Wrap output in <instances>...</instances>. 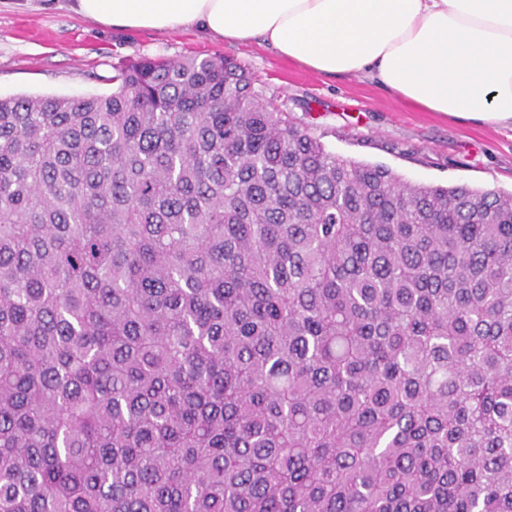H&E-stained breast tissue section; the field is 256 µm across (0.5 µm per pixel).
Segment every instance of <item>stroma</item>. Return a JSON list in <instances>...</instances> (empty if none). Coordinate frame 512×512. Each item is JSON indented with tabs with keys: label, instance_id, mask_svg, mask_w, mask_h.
<instances>
[{
	"label": "stroma",
	"instance_id": "1",
	"mask_svg": "<svg viewBox=\"0 0 512 512\" xmlns=\"http://www.w3.org/2000/svg\"><path fill=\"white\" fill-rule=\"evenodd\" d=\"M214 54L248 68L333 153L412 184L512 192V130L424 111L364 78L319 76L256 41L104 27L72 13L68 0H0V97L108 95L120 62Z\"/></svg>",
	"mask_w": 512,
	"mask_h": 512
}]
</instances>
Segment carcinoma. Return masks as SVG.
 I'll return each instance as SVG.
<instances>
[{
  "instance_id": "cac0c4a2",
  "label": "carcinoma",
  "mask_w": 512,
  "mask_h": 512,
  "mask_svg": "<svg viewBox=\"0 0 512 512\" xmlns=\"http://www.w3.org/2000/svg\"><path fill=\"white\" fill-rule=\"evenodd\" d=\"M110 81L0 97V512H512V194Z\"/></svg>"
}]
</instances>
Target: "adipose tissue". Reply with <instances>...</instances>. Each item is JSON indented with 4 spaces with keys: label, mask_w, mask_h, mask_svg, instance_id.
I'll return each instance as SVG.
<instances>
[{
    "label": "adipose tissue",
    "mask_w": 512,
    "mask_h": 512,
    "mask_svg": "<svg viewBox=\"0 0 512 512\" xmlns=\"http://www.w3.org/2000/svg\"><path fill=\"white\" fill-rule=\"evenodd\" d=\"M116 28L262 40L326 76H364L430 112L512 128V0H70Z\"/></svg>",
    "instance_id": "obj_1"
}]
</instances>
